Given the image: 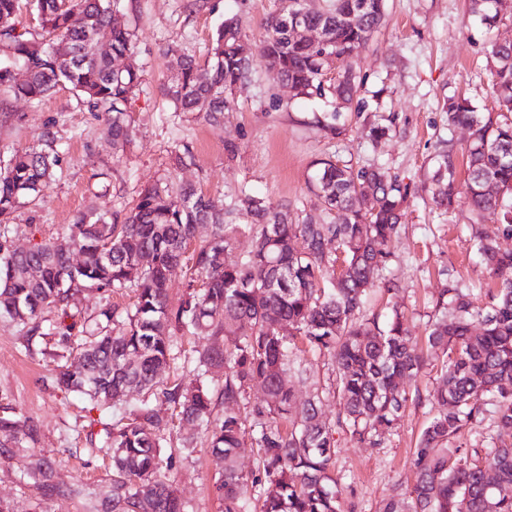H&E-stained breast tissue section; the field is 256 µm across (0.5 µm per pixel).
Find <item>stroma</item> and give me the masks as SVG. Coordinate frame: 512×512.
Returning <instances> with one entry per match:
<instances>
[{"label":"stroma","mask_w":512,"mask_h":512,"mask_svg":"<svg viewBox=\"0 0 512 512\" xmlns=\"http://www.w3.org/2000/svg\"><path fill=\"white\" fill-rule=\"evenodd\" d=\"M122 19L135 32L136 53L125 63L138 71L140 85L127 105L135 131L124 153H114L98 113L61 87L39 101L19 99L0 90V169L16 150L53 133L61 156L57 177L37 199L15 214L10 237L24 247L65 232L78 211L95 204L109 214L125 213L148 184L190 186L220 200L247 192L293 219L319 216L308 188L313 160L378 162L409 184L411 197L388 275L399 285L390 301L401 305L417 341H424L428 315L442 288L450 284L492 287L493 280L474 247L472 227L512 251V237L498 224H476L466 206L446 211L430 205V176L437 141L452 136L456 147L469 139L466 128L449 129L445 100L464 93L480 108H492L488 80L493 43L512 42V14L492 27L471 13L469 0H386L387 21L358 52L365 80L367 112L391 119V131L378 148L360 144L362 119H351V132L335 138L315 122L333 111L330 100L296 94L276 71L255 61L250 82L238 87L235 111L220 127L190 112L176 111L164 94L177 77L175 55L205 61L211 38L224 18L240 23L249 45L263 39L265 19L282 0H122ZM190 149L191 160L177 155ZM65 348L32 344L25 325L0 318V409L34 420L39 446L55 466L60 484L98 485L104 474L98 449L105 426L122 408L99 415L88 401L61 389L55 368ZM431 414L407 404L397 432L383 447H361L345 435L336 437V473L341 479L344 512H379L393 487L415 481L413 451ZM216 461L205 442L188 458L176 459L168 477L189 512H219L213 492ZM0 504L15 512H83L64 496L41 499L24 487L15 463L0 460Z\"/></svg>","instance_id":"stroma-1"}]
</instances>
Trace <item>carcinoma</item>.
<instances>
[{
	"mask_svg": "<svg viewBox=\"0 0 512 512\" xmlns=\"http://www.w3.org/2000/svg\"><path fill=\"white\" fill-rule=\"evenodd\" d=\"M120 2L32 0L37 37L15 25L20 0H0V57L28 72L18 84L10 67L0 65V86L28 100L68 86L104 117L113 146L124 147L132 136L126 107L140 76L114 68L135 50L133 32L119 21ZM470 9L489 24L500 14L498 0H470ZM385 18V0H284L264 22L258 55L298 93L335 100L320 123L340 138L348 132L344 112H361L353 102L363 81L349 67L324 85L327 57H354ZM296 22L319 31L320 40L296 34ZM105 35L109 52L99 46ZM210 58L202 65L178 57V76L166 94L177 110L203 112L220 123L236 109L235 88L252 72L253 53L236 18L216 30ZM490 61L497 113L481 111L468 98L448 99V125L470 131L467 177L457 183L453 146L442 149L432 200L445 210L462 200L478 218L489 216L512 235V44H493ZM385 121L376 114L366 127L371 142L388 135ZM59 165L58 152L32 147L15 153L0 172V316L29 325L33 337L56 336L75 352L76 360L59 371L64 389L101 410L135 395L139 400L99 448L110 459L103 497L85 486H58L30 418L0 416V458L17 461L20 478L33 481L41 498L67 495L84 512H187L167 472L201 437L221 462L213 484L221 512H343L334 434L381 447L411 400L400 380L428 366L401 311L382 321L365 309L374 274L392 260L389 245L408 185L377 164L352 168L322 158L309 188L325 218L296 223L288 211L245 193L216 201L190 187L156 184L141 190L121 220L89 205L65 237L27 251L10 249L14 213L37 198ZM237 214L251 219L252 247L229 263L225 255L239 225L226 218ZM201 225L210 233L192 252L187 291L173 307L168 282L183 269ZM475 240L498 286L486 292L484 308L470 289L446 288L429 315L427 344L444 359L433 388L416 400L436 413L414 450V485L393 491L380 512H512V252L479 235ZM145 251L153 264L140 263ZM86 288L130 289L136 302L124 312L105 305L97 331L89 332L71 313ZM46 312L57 319L44 328ZM186 334L214 340L184 355L183 367L194 376L187 385L169 378L177 338ZM299 342L328 352L334 363L332 383L314 387L301 404L287 383L290 372L307 378L296 356ZM257 384L263 398L250 403L247 389ZM331 395L339 402L333 422L322 416ZM158 400L190 427L177 448L167 446L172 420L153 406ZM489 405L498 444H454L483 423ZM247 440L259 448L256 474L238 466V449Z\"/></svg>",
	"mask_w": 512,
	"mask_h": 512,
	"instance_id": "cac0c4a2",
	"label": "carcinoma"
}]
</instances>
